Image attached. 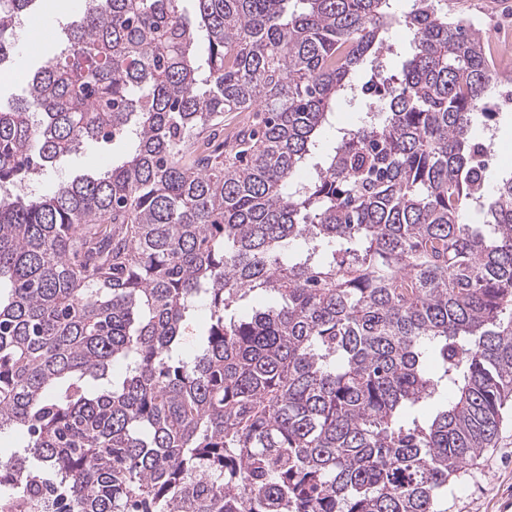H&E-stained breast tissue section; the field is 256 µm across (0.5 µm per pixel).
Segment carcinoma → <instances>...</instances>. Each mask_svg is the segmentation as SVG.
<instances>
[{
    "label": "carcinoma",
    "mask_w": 512,
    "mask_h": 512,
    "mask_svg": "<svg viewBox=\"0 0 512 512\" xmlns=\"http://www.w3.org/2000/svg\"><path fill=\"white\" fill-rule=\"evenodd\" d=\"M83 2L0 103V436L23 448H0V512H52L61 484L63 512H447L512 404L482 33L448 0ZM39 3L0 0V61ZM228 112L258 119L200 149ZM117 138L110 167L17 191Z\"/></svg>",
    "instance_id": "obj_1"
}]
</instances>
